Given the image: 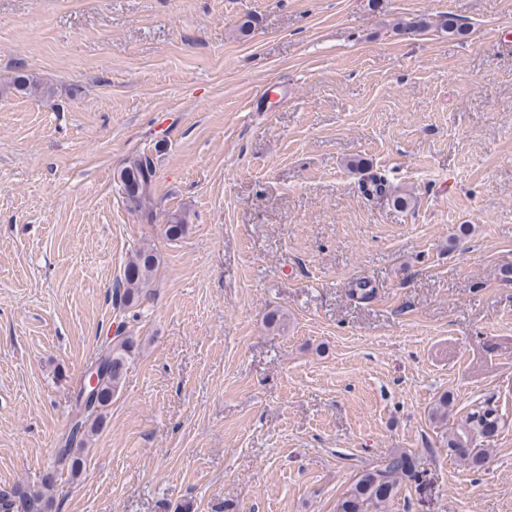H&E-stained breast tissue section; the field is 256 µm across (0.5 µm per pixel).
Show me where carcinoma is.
<instances>
[{"label":"carcinoma","mask_w":512,"mask_h":512,"mask_svg":"<svg viewBox=\"0 0 512 512\" xmlns=\"http://www.w3.org/2000/svg\"><path fill=\"white\" fill-rule=\"evenodd\" d=\"M13 88L22 94L51 95V88L41 85L32 77L18 74ZM154 159L145 150L129 156L119 170L120 181L131 177L137 184L132 192L127 185L119 186L123 202L134 212L151 214L150 186L154 176ZM186 219L179 213L169 216L164 234L176 240L186 232ZM159 259L153 248L146 245L135 251L124 263L120 277L115 282L114 304L126 310L137 303L143 291L149 288L155 277ZM137 347L134 337L117 329L100 353L97 363L102 369L99 390L93 400L76 399L84 415L71 424L64 445L55 455L56 468L76 478L85 467V445L99 431L112 403V396L119 390L126 365ZM499 428L497 414L491 406H481L448 433V454L461 465L480 468L489 453L487 448L474 446L476 436L494 435ZM421 461L418 457L400 449H392L374 469L364 470L354 484L336 504V512H385L389 502L400 492L406 481L419 478ZM0 512H60V501L55 490L54 477L48 476L38 485L18 484L11 492L0 495Z\"/></svg>","instance_id":"carcinoma-1"}]
</instances>
